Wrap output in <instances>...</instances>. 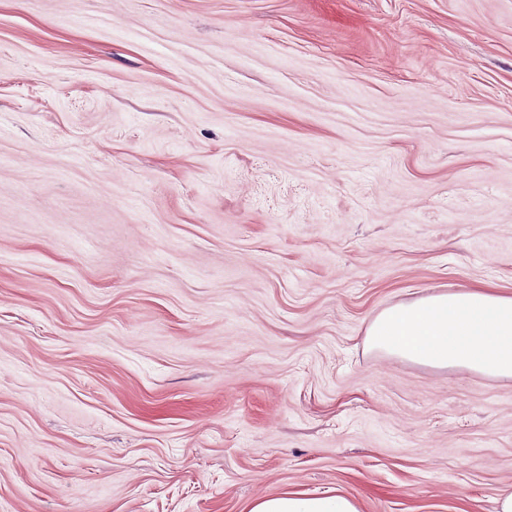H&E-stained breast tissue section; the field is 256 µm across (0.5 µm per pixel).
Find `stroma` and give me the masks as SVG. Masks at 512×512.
<instances>
[{
	"label": "stroma",
	"mask_w": 512,
	"mask_h": 512,
	"mask_svg": "<svg viewBox=\"0 0 512 512\" xmlns=\"http://www.w3.org/2000/svg\"><path fill=\"white\" fill-rule=\"evenodd\" d=\"M512 291V0H0V512H495L512 380L365 345ZM248 512H359V509L343 495L314 496L293 491L259 500Z\"/></svg>",
	"instance_id": "35a3bbf8"
}]
</instances>
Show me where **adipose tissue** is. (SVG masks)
<instances>
[{
  "label": "adipose tissue",
  "mask_w": 512,
  "mask_h": 512,
  "mask_svg": "<svg viewBox=\"0 0 512 512\" xmlns=\"http://www.w3.org/2000/svg\"><path fill=\"white\" fill-rule=\"evenodd\" d=\"M369 348L432 368H462L512 379V292L470 286L398 304L377 314ZM249 512H359L343 495L293 491L255 502Z\"/></svg>",
  "instance_id": "obj_1"
}]
</instances>
